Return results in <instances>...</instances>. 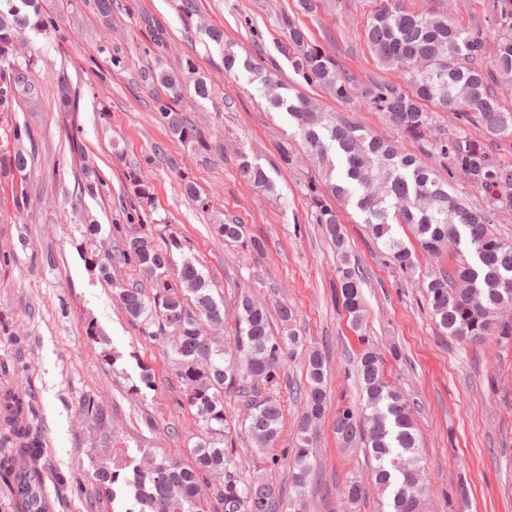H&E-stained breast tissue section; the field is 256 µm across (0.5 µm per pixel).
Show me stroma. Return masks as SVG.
<instances>
[{"instance_id": "obj_1", "label": "stroma", "mask_w": 512, "mask_h": 512, "mask_svg": "<svg viewBox=\"0 0 512 512\" xmlns=\"http://www.w3.org/2000/svg\"><path fill=\"white\" fill-rule=\"evenodd\" d=\"M412 11H434L462 27L482 26L495 36L500 17L491 0H402ZM178 0H113L112 14L101 18L95 0H43L56 28L48 34L26 31L19 51L31 61L33 96L0 106V155L34 149L24 172L0 177V313L9 316L23 348L0 337V359L18 358L19 388L32 390L37 423L52 466L72 472L79 483L54 494V512H122V501L98 498L90 481L96 465L108 456H139L152 451L187 460L193 418L182 404V388L163 348L140 336L117 302L111 286L91 274L80 256L83 217L102 226L122 221V204L133 194L130 173L148 183L154 206L147 221L156 237L177 234L184 252L175 260L195 259L209 273L215 289L233 306L240 288L257 299L293 309L304 345L284 370L289 380L304 382L308 350L326 358L327 406L313 437L322 470L321 483L307 492L308 512H389L390 498L367 487L363 505L348 510L340 489L350 477L368 479L371 462L363 454H344L332 424L338 407L362 402L354 360L370 347L382 357L395 385L414 404L421 435L419 456L425 470L429 512H512V342L462 343L437 327L424 297L427 274L452 265L455 248L419 258L416 271L402 273L373 243L355 208L341 210L352 260L365 277L367 319L354 333L330 286L340 265L309 205L307 162L272 172L274 192L247 182L239 172L240 155L269 166L278 146H300L294 121L269 107L259 77L246 70L224 71V53L276 64L280 78L296 85L330 112L352 117L379 138L395 142L408 154L417 144L354 97L332 99L296 75L281 47L287 42L282 16L308 30L313 41L333 55L360 84L391 79L375 59L366 28L375 0H316L312 13H301L297 0H198L199 12L185 24ZM163 28V41L154 31ZM224 32L223 45L208 36ZM196 63L186 76L184 114L222 152L201 153L172 137L160 122L156 101L166 91L154 73L179 68L183 58ZM67 72L80 100L76 116L59 107L56 77ZM203 76L211 97L194 95V78ZM81 132V152H73L63 133L69 120ZM28 128L31 139L14 140V126ZM94 167L104 181L96 197H78L81 164ZM192 180L198 199L187 197ZM27 192L30 205L17 211L14 198ZM247 225L249 234L265 238L267 252L256 257L243 245L230 246L210 232L219 222ZM52 261H45V254ZM95 322L106 341L86 334ZM121 352L106 363L104 349ZM149 365L154 385L141 394L129 390L139 364ZM94 393L112 408L116 441L103 442L96 428L79 414L84 394ZM277 398L283 419L275 447L252 448L235 439L241 457V480L263 479L288 494V456L303 412L287 385L262 388ZM154 427H147L145 418Z\"/></svg>"}]
</instances>
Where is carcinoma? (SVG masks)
I'll list each match as a JSON object with an SVG mask.
<instances>
[{
  "mask_svg": "<svg viewBox=\"0 0 512 512\" xmlns=\"http://www.w3.org/2000/svg\"><path fill=\"white\" fill-rule=\"evenodd\" d=\"M288 30L284 52L295 72L316 83L338 101H346L358 86L308 31L293 19L282 18ZM55 28L45 17L39 0H0V105L31 91L16 46L28 28ZM366 37L378 62L391 70L396 81L375 83L364 90L366 104L383 112L404 135L422 145L427 160L405 154L372 131L341 115L324 111L292 85L275 79L251 61L224 51V70L242 67L260 76L273 107L283 109L297 127L314 175L307 182L310 205L317 223L341 257L333 286L336 299L351 317L354 330L363 328V275L348 254L346 231L329 198L353 204L363 217L369 237L382 244L398 267H416L415 250L398 237L397 228L409 227L419 249L429 255L454 245L459 260L448 270L429 275L426 299L438 328L447 336L470 343L512 339V323L499 319L512 304V241L492 228L494 216L512 209V165H506L485 143L473 139L466 126H479L485 138L512 148V111L504 109L495 88L512 85V22L498 30L494 43L480 27L463 28L446 15L407 10L401 0H377ZM195 71L186 57L176 72L156 75L168 91L157 99L161 122L171 135L198 151L210 148L206 136L176 108L182 98L184 73ZM465 86L466 98L452 89ZM60 102L66 112L79 111L65 75L57 77ZM438 112H452L462 122L448 131L437 129ZM336 159H331L330 151ZM239 169L253 185L267 192L275 184L258 163L240 156ZM79 195H97L103 181L82 170ZM461 175L482 193L474 205L449 192L451 180ZM135 190L124 209L126 224L110 225V245L97 248L101 226L85 224L79 251L87 269L109 282L126 315L140 335L166 348L176 376L184 388V404L194 418L197 433L189 449V463L167 456L151 457L153 465H132L115 456L98 464L92 474L98 494L116 497L114 486L126 488L131 507L126 512H276L275 489L267 483L244 482L236 476L240 460L229 436L224 393L243 398L245 430L260 448L271 447L280 434L283 411L272 396L258 397V386L280 384L286 358L301 344L293 312L282 304L275 311L248 290L237 295L235 336L232 346L221 337L224 300L216 298L209 280L190 258L176 264L174 252L183 249L179 236L155 240L147 225H129L134 215L153 206L150 186L135 177ZM216 235L229 244L242 243L262 256L267 242L248 236L244 224L213 225ZM137 272L132 283L112 277V263ZM280 329L274 330L272 315ZM357 377L366 400L361 406L336 411L334 429L347 452L364 448L376 466L373 483L391 493L390 512H425L424 471L413 410L406 396L385 376L382 359L365 350L357 361ZM304 413L299 421L290 471L298 512H307L306 488L314 480L317 459L310 445V430L324 414V357L311 350L306 361ZM80 414L106 437H112V408L93 394L83 396ZM36 398L32 391L0 387V491L18 500L20 512H44L43 475L64 490L76 477L46 465L45 436L35 423ZM341 496L356 507L365 500L364 484L352 478Z\"/></svg>",
  "mask_w": 512,
  "mask_h": 512,
  "instance_id": "carcinoma-1",
  "label": "carcinoma"
}]
</instances>
